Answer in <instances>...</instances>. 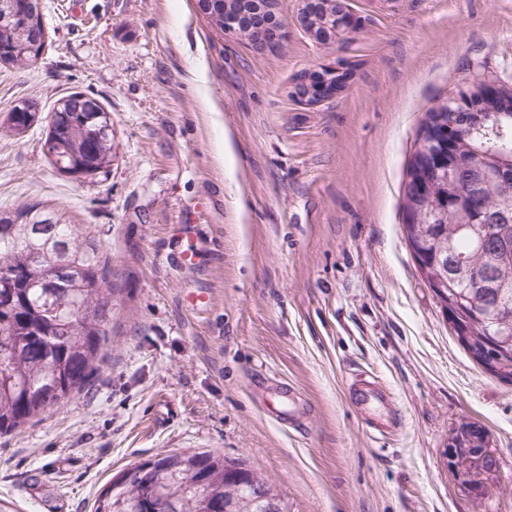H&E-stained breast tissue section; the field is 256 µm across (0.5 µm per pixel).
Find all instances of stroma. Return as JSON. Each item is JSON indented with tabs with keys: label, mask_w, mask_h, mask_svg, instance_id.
<instances>
[{
	"label": "stroma",
	"mask_w": 512,
	"mask_h": 512,
	"mask_svg": "<svg viewBox=\"0 0 512 512\" xmlns=\"http://www.w3.org/2000/svg\"><path fill=\"white\" fill-rule=\"evenodd\" d=\"M280 3L288 47L257 54L196 0H42L41 59L0 64V209L95 225L115 289L91 386L0 435L12 512H94L128 468L201 451L263 473L284 512H512V385L468 357L403 227L426 112L476 74L512 78V0H347L362 30L335 50ZM340 58L343 93L309 111L289 97ZM75 92L112 118V165L86 180L44 147ZM24 102L36 120L10 132ZM360 373L393 408L351 402ZM277 382L304 430L269 414ZM464 420L500 462L478 502L448 470Z\"/></svg>",
	"instance_id": "35a3bbf8"
}]
</instances>
